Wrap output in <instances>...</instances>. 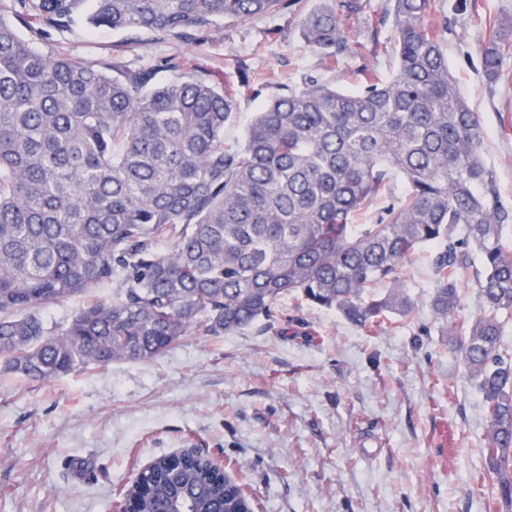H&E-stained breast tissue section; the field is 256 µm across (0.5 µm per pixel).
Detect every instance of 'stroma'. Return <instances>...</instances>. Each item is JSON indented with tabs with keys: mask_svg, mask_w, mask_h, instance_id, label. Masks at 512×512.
I'll return each instance as SVG.
<instances>
[{
	"mask_svg": "<svg viewBox=\"0 0 512 512\" xmlns=\"http://www.w3.org/2000/svg\"><path fill=\"white\" fill-rule=\"evenodd\" d=\"M437 0L454 18L448 68L484 132L483 160L512 210V61L496 84L480 67L487 22L512 0ZM358 56L331 65L291 11L197 31L193 40L77 21L19 27L36 47L121 68L188 57L239 87L230 141L281 84L318 75L343 90L398 70L388 0H365ZM431 248L410 262L413 318L369 332L285 295L275 323L191 334L149 361L114 362L42 382L0 376V512H116L138 471L198 448L245 483L256 512H498L481 453L484 416L451 336L431 318Z\"/></svg>",
	"mask_w": 512,
	"mask_h": 512,
	"instance_id": "obj_1",
	"label": "stroma"
}]
</instances>
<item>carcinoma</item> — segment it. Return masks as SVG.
<instances>
[{
	"mask_svg": "<svg viewBox=\"0 0 512 512\" xmlns=\"http://www.w3.org/2000/svg\"><path fill=\"white\" fill-rule=\"evenodd\" d=\"M287 0H93L89 27L189 38L218 21L276 14ZM398 73L357 91L316 76L256 112L224 144L237 91L191 62L175 76L39 50L0 18V375L47 381L153 359L193 333L222 336L278 318L296 292L371 331L407 318L408 261L434 248L430 308L456 339L481 396L494 500L512 506V210L482 157L479 116L448 71L451 23L436 0H389ZM18 22L64 27L83 0H31ZM364 0H319L299 15L331 63L357 53ZM512 20L487 26L480 65L495 83ZM406 190L392 192L389 173ZM387 205L352 223L365 203ZM480 313L457 315L465 276ZM112 288V298L97 290ZM81 297L62 323L46 310ZM138 512H250L254 499L193 449L136 478Z\"/></svg>",
	"mask_w": 512,
	"mask_h": 512,
	"instance_id": "carcinoma-1",
	"label": "carcinoma"
}]
</instances>
